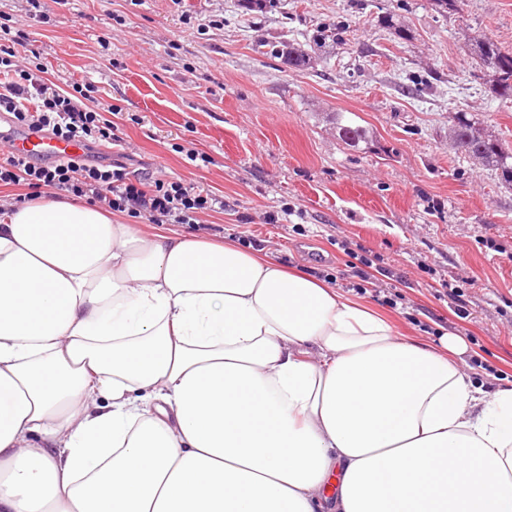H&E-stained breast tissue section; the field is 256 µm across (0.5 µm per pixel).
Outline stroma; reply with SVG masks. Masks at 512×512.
<instances>
[{"label": "stroma", "mask_w": 512, "mask_h": 512, "mask_svg": "<svg viewBox=\"0 0 512 512\" xmlns=\"http://www.w3.org/2000/svg\"><path fill=\"white\" fill-rule=\"evenodd\" d=\"M322 27L339 38L309 67L277 55ZM27 30L50 81L92 80L121 107L136 171L223 198L198 224L158 232L263 249L420 341L462 337L463 372L512 383V186L448 141L461 111L512 144V100L489 92L470 54L484 35L512 50V0L454 12L436 0H67ZM339 113L369 141H342ZM189 149L210 164H190Z\"/></svg>", "instance_id": "1"}]
</instances>
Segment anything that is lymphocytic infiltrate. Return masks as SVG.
<instances>
[{
    "label": "lymphocytic infiltrate",
    "instance_id": "lymphocytic-infiltrate-1",
    "mask_svg": "<svg viewBox=\"0 0 512 512\" xmlns=\"http://www.w3.org/2000/svg\"><path fill=\"white\" fill-rule=\"evenodd\" d=\"M25 24L22 14L0 23V75L7 77L0 87V112L18 126L87 147L120 143L114 121L119 110L98 101L92 83L74 81L62 88L19 64ZM0 183L57 189L147 224H195L201 213L224 206L223 199L194 191L179 179L130 174L118 159L102 164L79 156L42 164L7 153L0 156Z\"/></svg>",
    "mask_w": 512,
    "mask_h": 512
}]
</instances>
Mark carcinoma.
Here are the masks:
<instances>
[{
  "mask_svg": "<svg viewBox=\"0 0 512 512\" xmlns=\"http://www.w3.org/2000/svg\"><path fill=\"white\" fill-rule=\"evenodd\" d=\"M290 66H301L308 54L288 44L277 50ZM473 55L479 67L488 77L492 92L504 99H512V52L503 49L490 37L475 41ZM340 136L357 144L366 139L363 129L342 123L336 119ZM448 139L457 152L468 156L475 164L496 172L502 182L512 185V147L484 130L480 123L464 112L448 115Z\"/></svg>",
  "mask_w": 512,
  "mask_h": 512,
  "instance_id": "obj_1",
  "label": "carcinoma"
}]
</instances>
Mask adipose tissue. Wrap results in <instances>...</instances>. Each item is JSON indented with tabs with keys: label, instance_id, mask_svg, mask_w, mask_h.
Instances as JSON below:
<instances>
[{
	"label": "adipose tissue",
	"instance_id": "1",
	"mask_svg": "<svg viewBox=\"0 0 512 512\" xmlns=\"http://www.w3.org/2000/svg\"><path fill=\"white\" fill-rule=\"evenodd\" d=\"M260 250L0 213V512H512V387Z\"/></svg>",
	"mask_w": 512,
	"mask_h": 512
}]
</instances>
